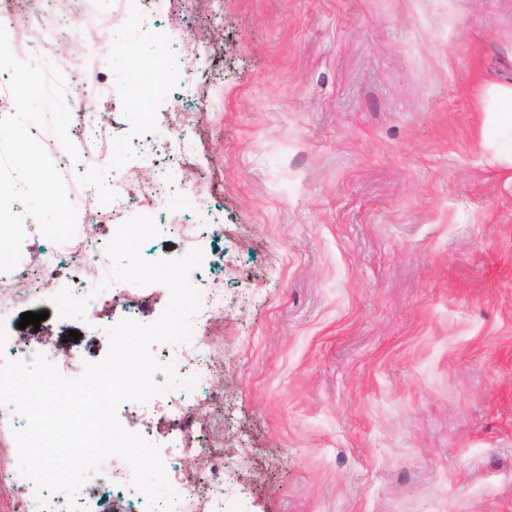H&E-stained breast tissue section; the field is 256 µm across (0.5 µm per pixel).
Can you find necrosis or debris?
<instances>
[{
  "instance_id": "obj_1",
  "label": "necrosis or debris",
  "mask_w": 512,
  "mask_h": 512,
  "mask_svg": "<svg viewBox=\"0 0 512 512\" xmlns=\"http://www.w3.org/2000/svg\"><path fill=\"white\" fill-rule=\"evenodd\" d=\"M166 0H117V9L106 22H94L84 34L85 39H96L101 27L137 25L147 15L160 13ZM18 0H0V25L6 26L12 37V46L23 45L36 52L45 48L52 39L64 38L67 34L64 14H57V24L48 30L45 38L31 41L24 25L17 21ZM129 194L128 179H121L109 204L95 208L98 221L97 237L75 234L69 243L58 247H42L40 254L21 259L8 272H0V288L15 292L19 301L29 299H57L61 310L83 307L93 321L108 319L119 293L104 292L99 286L108 268L106 247L116 227L114 220L122 213L124 199ZM213 339L209 336H191L188 341L165 345L158 356L159 361L172 363L177 375L184 379L183 387L154 396L148 402L137 404L135 414L147 440H154L152 425L147 420L148 411L158 404H166L174 415V431L167 442L169 451L164 459L169 486L174 495L171 512H224V459L201 448L195 453L197 476H204L211 492L201 495L197 477L187 476L184 469L183 452L190 444L196 428L190 412L194 392L202 391L218 396L220 388L211 376L210 350ZM56 364L63 376L75 378L85 368L86 360L80 354L58 358L55 350L37 351L27 340L0 338V361H33L37 354ZM17 445L15 440L0 437V512H84L89 501L95 500L100 490L109 488L126 501L128 512H148L146 496L132 484L131 468L109 469L100 464L91 472L81 492L67 497L59 492L38 489L32 480L22 484L3 481L2 476L10 472L15 464Z\"/></svg>"
}]
</instances>
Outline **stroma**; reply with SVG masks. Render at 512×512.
<instances>
[{"instance_id": "1", "label": "stroma", "mask_w": 512, "mask_h": 512, "mask_svg": "<svg viewBox=\"0 0 512 512\" xmlns=\"http://www.w3.org/2000/svg\"><path fill=\"white\" fill-rule=\"evenodd\" d=\"M203 25L220 36L193 76L157 68ZM147 71L189 168L122 152L112 176L67 156L61 176L107 202L133 170L132 215L215 227L198 278L224 310L199 333L224 395L194 416L224 512H512V181L482 145L512 0H170L90 76L114 140L143 135L123 104ZM186 177L202 206L146 202ZM0 301L47 312L33 346L103 357L82 309Z\"/></svg>"}]
</instances>
